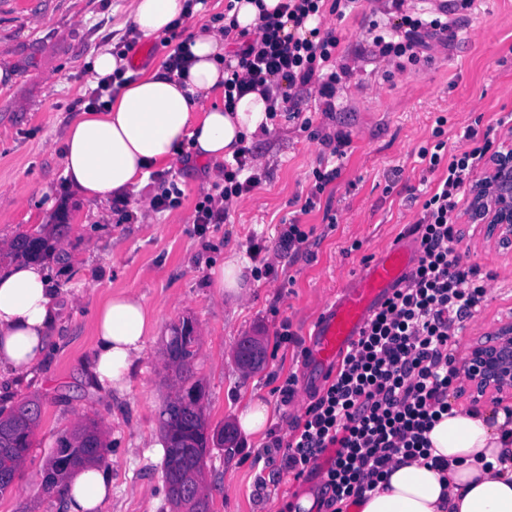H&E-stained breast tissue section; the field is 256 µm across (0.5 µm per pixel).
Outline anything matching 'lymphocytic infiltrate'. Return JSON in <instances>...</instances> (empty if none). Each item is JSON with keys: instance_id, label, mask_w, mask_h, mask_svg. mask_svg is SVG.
I'll return each mask as SVG.
<instances>
[{"instance_id": "obj_1", "label": "lymphocytic infiltrate", "mask_w": 512, "mask_h": 512, "mask_svg": "<svg viewBox=\"0 0 512 512\" xmlns=\"http://www.w3.org/2000/svg\"><path fill=\"white\" fill-rule=\"evenodd\" d=\"M386 2V23L372 20L365 30L362 51L367 57L404 71L420 62V50L435 43L452 45L457 24L447 20L451 8L444 2L430 19L409 8L406 0ZM341 3L282 0L275 11H261L234 62L224 65L225 111L249 92L264 96L269 116L299 117L307 126L312 123L306 115L311 101H318L323 111H335L337 87L349 67L337 63L340 40L324 21L338 13ZM465 136L472 146L460 153H449L443 140L420 149L428 172H439L440 178L426 193L414 228L416 265L373 314L335 374L315 391L289 437L275 435L268 443L298 480L312 473L320 455L334 450L322 472L328 512L376 489L396 458L448 467L442 457L432 455L427 434L453 409L456 327L486 294L477 268L462 264L455 253L460 240L457 209L479 168L490 165L494 146L476 128ZM267 175L253 147L239 145L225 160L214 194L195 206L198 231L226 223L229 203L252 192Z\"/></svg>"}]
</instances>
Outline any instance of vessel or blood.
<instances>
[{"label": "vessel or blood", "mask_w": 512, "mask_h": 512, "mask_svg": "<svg viewBox=\"0 0 512 512\" xmlns=\"http://www.w3.org/2000/svg\"><path fill=\"white\" fill-rule=\"evenodd\" d=\"M417 260L415 245L395 241L341 292L313 325L305 358L310 370L322 375L335 371L375 309Z\"/></svg>", "instance_id": "b4317fda"}]
</instances>
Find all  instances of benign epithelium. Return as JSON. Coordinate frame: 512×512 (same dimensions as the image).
Segmentation results:
<instances>
[{"mask_svg": "<svg viewBox=\"0 0 512 512\" xmlns=\"http://www.w3.org/2000/svg\"><path fill=\"white\" fill-rule=\"evenodd\" d=\"M467 222L503 250L512 249V149L495 156L488 174L470 189ZM460 395L471 404L512 398V321L497 325L469 347L459 368Z\"/></svg>", "mask_w": 512, "mask_h": 512, "instance_id": "obj_1", "label": "benign epithelium"}]
</instances>
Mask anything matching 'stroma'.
Segmentation results:
<instances>
[{
  "instance_id": "obj_1",
  "label": "stroma",
  "mask_w": 512,
  "mask_h": 512,
  "mask_svg": "<svg viewBox=\"0 0 512 512\" xmlns=\"http://www.w3.org/2000/svg\"><path fill=\"white\" fill-rule=\"evenodd\" d=\"M129 0H0V237L11 240L6 257H26L33 241L52 244L42 263L53 284L69 289L68 306L49 362L17 383L11 408L26 398L42 414L31 451L13 489L0 496V512H59V498L41 489L61 436L86 419L106 433L112 500L105 512H172L163 482L160 413L174 398L165 344L174 325L191 321L198 336L197 376L203 385L209 429L235 424L247 396L265 399L278 435L289 434L314 393L304 375L300 350L322 310L347 288L353 276L394 240L408 238L421 214L411 201L426 165L421 147L433 146L438 117H445L449 149L467 150L471 125L495 142L512 141V0H473L457 31L456 47L436 46L431 61L401 72L387 63L355 57L364 25L375 5L356 0L344 17L328 16L351 68L337 94L334 116L312 113V125L276 118L266 133L250 138L269 176L230 207L227 223L206 234L194 230L195 205L210 191L215 162L172 164L183 192L179 207L143 211L141 200L156 192L146 179L127 192L128 224L102 222L64 178V135L75 117L74 102L95 85L97 51L131 27ZM345 131L351 145L338 177L302 212L315 183L313 172L329 153L323 134ZM68 197L67 223L51 214ZM310 229L299 254L277 253L288 222ZM456 246L465 264L475 265L486 285L485 300L457 333V359L472 341L512 317V254L496 249L466 217ZM268 247L277 279H257L245 270L241 297L217 299L207 283L211 264L231 258L248 262L251 240ZM130 290L141 296L155 325L130 372L127 389L104 391L92 380L93 313L108 294ZM294 339L281 342L282 329ZM244 336L263 337L262 368L247 370L236 358ZM298 377L297 396L282 406L273 389L289 374ZM268 435H237L232 447H213L204 476L212 512H289L300 497L312 496V512H325L323 478L294 480L280 460L268 457Z\"/></svg>"
}]
</instances>
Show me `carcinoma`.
Instances as JSON below:
<instances>
[{
  "instance_id": "cac0c4a2",
  "label": "carcinoma",
  "mask_w": 512,
  "mask_h": 512,
  "mask_svg": "<svg viewBox=\"0 0 512 512\" xmlns=\"http://www.w3.org/2000/svg\"><path fill=\"white\" fill-rule=\"evenodd\" d=\"M197 337L192 335V323L184 321L172 328L166 343V351L177 354L169 363L172 379L177 385V397L167 403L161 412L165 454L163 478L168 501L179 509L177 494L179 487L190 485L198 490L201 499L209 501L204 491L202 471L207 454L201 429L206 427L200 380L195 378L194 359ZM266 347L256 350L250 338L242 339L237 348V358L252 360L250 368L258 369L265 362ZM41 417V406L36 401H21L9 410L0 408V494L11 489L10 482L20 472L31 448V436ZM94 442L104 447L98 422L88 420L75 428L66 441L67 447L78 448L76 463H101L104 455L89 454L83 444Z\"/></svg>"
}]
</instances>
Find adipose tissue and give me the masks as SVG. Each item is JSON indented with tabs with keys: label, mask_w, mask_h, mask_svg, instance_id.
I'll use <instances>...</instances> for the list:
<instances>
[{
	"label": "adipose tissue",
	"mask_w": 512,
	"mask_h": 512,
	"mask_svg": "<svg viewBox=\"0 0 512 512\" xmlns=\"http://www.w3.org/2000/svg\"><path fill=\"white\" fill-rule=\"evenodd\" d=\"M185 0H131L130 18L143 36L164 34L182 16ZM185 79L163 67L142 72L120 87L104 112H81L67 127L63 175L83 199L104 203L141 182L148 170L168 166L181 146L201 159L232 156L240 138L267 123L266 102L241 97L234 112L207 106L224 88V38L194 31ZM62 292L41 267L17 259L0 264V394L47 361L61 327ZM154 327L141 297L110 295L91 324L94 382L123 389ZM431 453L448 461L440 472L416 460L397 459L381 487L366 492L355 512H512V423L504 413L455 410L428 434ZM112 493L103 464L70 470L62 480L65 512H101Z\"/></svg>",
	"instance_id": "adipose-tissue-1"
}]
</instances>
